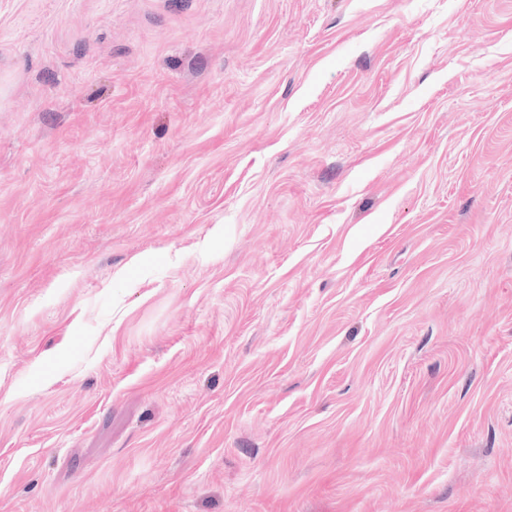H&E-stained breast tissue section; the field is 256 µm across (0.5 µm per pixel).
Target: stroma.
Here are the masks:
<instances>
[{
    "instance_id": "1",
    "label": "stroma",
    "mask_w": 512,
    "mask_h": 512,
    "mask_svg": "<svg viewBox=\"0 0 512 512\" xmlns=\"http://www.w3.org/2000/svg\"><path fill=\"white\" fill-rule=\"evenodd\" d=\"M0 512H512V0H0Z\"/></svg>"
}]
</instances>
